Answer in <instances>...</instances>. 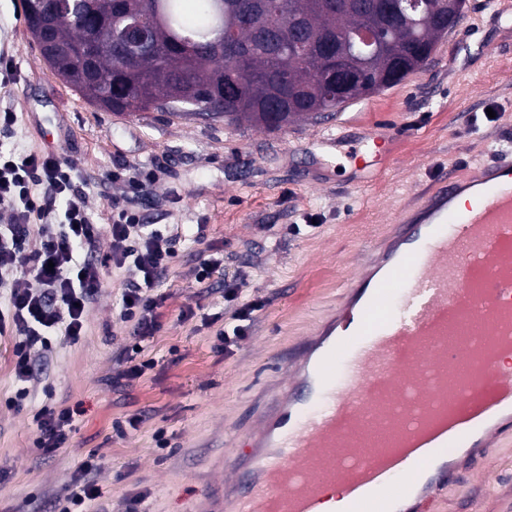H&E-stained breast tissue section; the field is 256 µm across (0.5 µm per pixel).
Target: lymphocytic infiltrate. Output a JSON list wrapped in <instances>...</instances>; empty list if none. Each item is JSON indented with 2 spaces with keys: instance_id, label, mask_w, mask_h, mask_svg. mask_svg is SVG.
Here are the masks:
<instances>
[{
  "instance_id": "lymphocytic-infiltrate-1",
  "label": "lymphocytic infiltrate",
  "mask_w": 512,
  "mask_h": 512,
  "mask_svg": "<svg viewBox=\"0 0 512 512\" xmlns=\"http://www.w3.org/2000/svg\"><path fill=\"white\" fill-rule=\"evenodd\" d=\"M73 165L51 155L31 154L17 160L0 152V288L8 289L7 308L0 310V335L13 341L14 371L28 382L35 373L31 351L46 334L62 329L70 341L84 334L85 316L102 286L101 270L112 266L127 273L121 315L131 322L137 341L122 375L139 377L153 366L140 359V341L154 335L160 301L156 283L173 264L169 238L143 223L138 210L121 203L112 208L108 231H100L78 193ZM109 249L99 253L101 234ZM84 260H77V252ZM224 301L234 308L231 320L216 334L213 347L233 353L251 332L264 307L261 300H242L238 283H225ZM79 408L44 406L34 415L36 445L50 454L63 447L80 416ZM98 468L95 454L81 462L58 512H79L102 491L91 480Z\"/></svg>"
}]
</instances>
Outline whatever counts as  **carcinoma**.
<instances>
[{"instance_id":"1","label":"carcinoma","mask_w":512,"mask_h":512,"mask_svg":"<svg viewBox=\"0 0 512 512\" xmlns=\"http://www.w3.org/2000/svg\"><path fill=\"white\" fill-rule=\"evenodd\" d=\"M465 0H278L267 16L255 0H23L30 34L47 27L43 59L92 105L115 114L170 109L246 121L267 131L274 111L288 124L336 112L388 89L422 68L437 42L464 17ZM142 17L153 47L120 58L114 27ZM367 29L376 48L358 40ZM232 40L242 58L229 64L219 47ZM345 65L358 73L338 103L327 84L336 80V41Z\"/></svg>"}]
</instances>
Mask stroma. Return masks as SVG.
<instances>
[{
	"mask_svg": "<svg viewBox=\"0 0 512 512\" xmlns=\"http://www.w3.org/2000/svg\"><path fill=\"white\" fill-rule=\"evenodd\" d=\"M1 48L13 69L0 77V111L16 122L0 132V150L72 162L102 225L127 190L109 173L154 170L142 192L143 221L178 232L177 258L157 286L159 329L142 344V358L156 363L144 377L119 376L133 343L121 316L120 269L103 268L78 343L50 335L19 411L3 404L17 382L11 340L0 337V512H52L91 452L106 512H128L142 491V512H203L226 476L225 432L246 431L282 374L283 353L335 308L340 284L360 271L365 249L381 241L395 213L438 176L512 146V0H466L463 21L423 69L333 116L275 132L92 106L43 61L22 0H0ZM489 108L495 121L484 117ZM330 130L336 144L320 148ZM371 134L386 140L388 155L365 184L356 152ZM212 256L223 258V271L198 283L195 267ZM228 275L242 277L243 298L264 308L226 356L212 341L232 314L224 306ZM196 305L203 315L186 317ZM48 404H77L82 414L65 447L45 456L33 444V415ZM133 416L134 429L126 425ZM160 428L164 449L154 441ZM437 512H512V439L480 475L441 491Z\"/></svg>",
	"mask_w": 512,
	"mask_h": 512,
	"instance_id": "stroma-1",
	"label": "stroma"
}]
</instances>
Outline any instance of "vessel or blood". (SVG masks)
Instances as JSON below:
<instances>
[{
    "label": "vessel or blood",
    "mask_w": 512,
    "mask_h": 512,
    "mask_svg": "<svg viewBox=\"0 0 512 512\" xmlns=\"http://www.w3.org/2000/svg\"><path fill=\"white\" fill-rule=\"evenodd\" d=\"M396 241L345 292L335 330L300 356L249 463L236 464L229 512H320L339 491L346 512H406L404 490L440 461L435 487L457 480L463 448L501 447L512 429V158L434 183L414 213L394 217ZM467 321L475 369L443 404L445 337ZM397 421L395 447L366 454L354 424Z\"/></svg>",
    "instance_id": "obj_1"
}]
</instances>
